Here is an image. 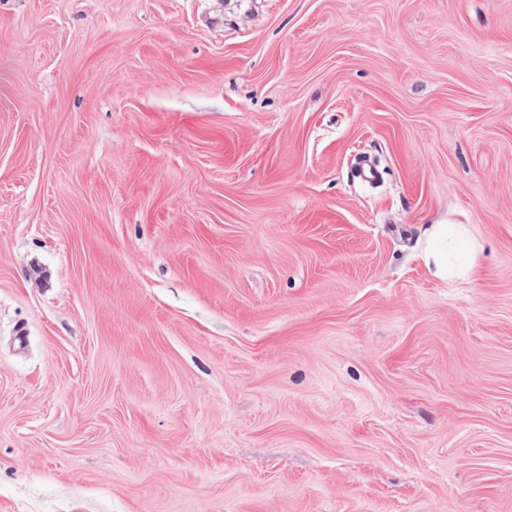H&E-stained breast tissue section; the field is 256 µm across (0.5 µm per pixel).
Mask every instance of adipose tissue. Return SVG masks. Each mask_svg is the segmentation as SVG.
I'll return each mask as SVG.
<instances>
[{
    "label": "adipose tissue",
    "mask_w": 512,
    "mask_h": 512,
    "mask_svg": "<svg viewBox=\"0 0 512 512\" xmlns=\"http://www.w3.org/2000/svg\"><path fill=\"white\" fill-rule=\"evenodd\" d=\"M480 245L464 224H433L425 231L422 258L433 276L465 279L475 270Z\"/></svg>",
    "instance_id": "obj_1"
}]
</instances>
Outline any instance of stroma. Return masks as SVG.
Instances as JSON below:
<instances>
[{"mask_svg":"<svg viewBox=\"0 0 512 512\" xmlns=\"http://www.w3.org/2000/svg\"><path fill=\"white\" fill-rule=\"evenodd\" d=\"M0 512H512V0H0ZM465 224H432L425 231L422 258L433 276L466 279L474 273L480 245Z\"/></svg>","mask_w":512,"mask_h":512,"instance_id":"stroma-1","label":"stroma"}]
</instances>
